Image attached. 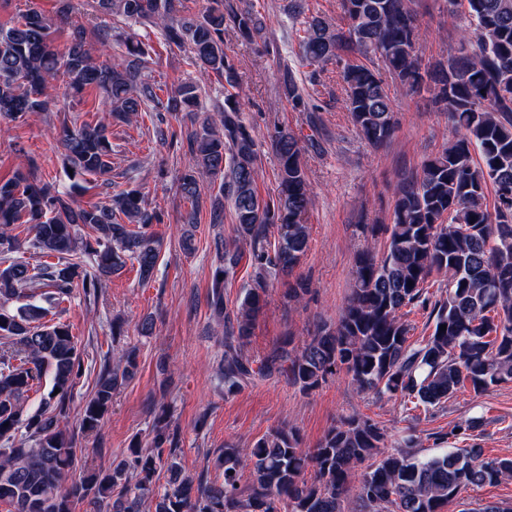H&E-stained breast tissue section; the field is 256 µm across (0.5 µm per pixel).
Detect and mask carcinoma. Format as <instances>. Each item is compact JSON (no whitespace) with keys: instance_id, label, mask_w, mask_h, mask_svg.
<instances>
[{"instance_id":"cac0c4a2","label":"carcinoma","mask_w":512,"mask_h":512,"mask_svg":"<svg viewBox=\"0 0 512 512\" xmlns=\"http://www.w3.org/2000/svg\"><path fill=\"white\" fill-rule=\"evenodd\" d=\"M468 27L458 53L423 64L421 26L412 0H341L344 25L307 16L300 43L309 66L341 63L346 107L362 138L386 144L397 124L385 78L410 92L422 89L455 128L456 137L397 186L386 249L360 250L350 299L335 325H323L295 355L272 350L255 370L242 352L266 303L271 274H290L306 254V214L312 189L302 160L304 146L279 129L271 140L278 160V193L257 191V143L242 117L238 71L224 51L227 32L252 42L262 37L263 15L232 0H208L197 14L180 0H94L96 10L125 22L159 27L168 45L190 52L199 70L224 85L217 118L182 139L165 134L166 115L198 112L200 87L181 82L164 89L148 80L153 48L124 31L98 33L106 59L93 57L84 33L59 48L45 17L28 10L0 23V117L10 121L47 109L46 90L65 78L64 94L103 95L105 115L95 124L63 123L59 142L70 189L60 190L30 173L0 179V503L11 512H73L84 502L97 512H140L142 497L154 512H342L341 496L353 489L360 512H444L462 490L512 478V457L489 458L482 448H457L426 460L399 449L384 452L385 432L351 416L327 430L316 448L302 447L299 430L281 427L242 453L224 447L223 479L187 477L176 460L179 439L167 416L151 430L150 448L133 438L117 464L73 476L83 452L66 428L75 389L89 371L70 325L47 319L45 304L60 306L74 290L98 297L104 279L137 264L151 280L162 249L153 225L162 215L137 186L109 204L82 206L72 193L88 179L110 183L112 123L155 113L162 141L185 147L179 180L184 220L198 222L201 190L209 180V223H224L230 202L236 238L249 245L255 286L246 290L236 319L224 311V288L243 252L224 243L212 274L209 307L224 322L219 373L233 395L260 373L284 376L303 393L343 370L361 394L398 397L403 404L434 408L470 386L475 393L512 380V0H466ZM360 56L365 62L348 60ZM281 87L293 106L312 112L293 72ZM493 189V202L487 201ZM28 225L20 240L16 226ZM276 244L268 242L269 227ZM33 251L47 261L33 266L18 256ZM445 287L433 300L426 284ZM405 307L430 310L433 330L421 345L408 343L413 326ZM446 330H439L440 326ZM138 370L133 349L100 359L95 388L78 418L84 435L100 434L117 387ZM51 373L41 405L24 406L26 394ZM58 394H53V391ZM368 462L356 485L352 465ZM168 480L156 486L158 469ZM250 482L241 487L242 471Z\"/></svg>"}]
</instances>
